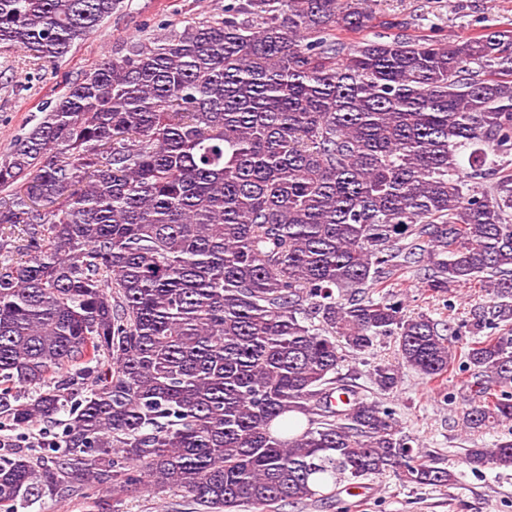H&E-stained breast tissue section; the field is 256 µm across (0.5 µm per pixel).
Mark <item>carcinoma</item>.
<instances>
[{
    "instance_id": "cac0c4a2",
    "label": "carcinoma",
    "mask_w": 512,
    "mask_h": 512,
    "mask_svg": "<svg viewBox=\"0 0 512 512\" xmlns=\"http://www.w3.org/2000/svg\"><path fill=\"white\" fill-rule=\"evenodd\" d=\"M118 4L0 0V46L54 63ZM370 21L368 0H231L98 63L0 156V418L66 416L36 439L54 455L0 454V512H112L146 485L278 512L387 471L449 487L342 374L380 336L378 390L456 368L464 430L512 424V30L337 37ZM403 270L443 299L483 288L470 339L368 296ZM466 463L512 470V440ZM29 504L18 506V512H88L90 508L82 500L64 501L58 497L44 495Z\"/></svg>"
}]
</instances>
